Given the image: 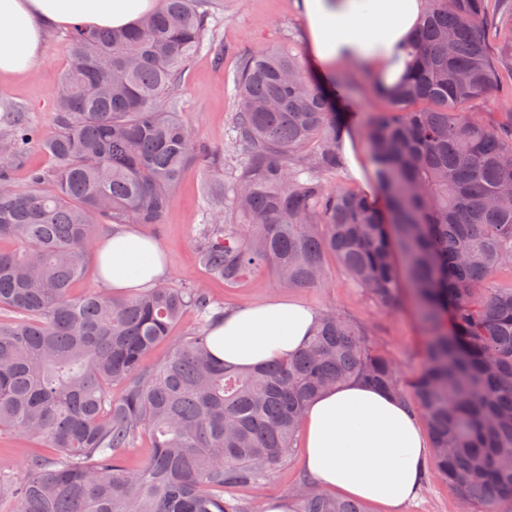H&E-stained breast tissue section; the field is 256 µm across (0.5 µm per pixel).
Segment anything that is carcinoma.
<instances>
[{
	"label": "carcinoma",
	"mask_w": 512,
	"mask_h": 512,
	"mask_svg": "<svg viewBox=\"0 0 512 512\" xmlns=\"http://www.w3.org/2000/svg\"><path fill=\"white\" fill-rule=\"evenodd\" d=\"M201 2L163 0L131 29L72 27L57 132L39 140L18 119L0 139V432L50 449L22 477L0 475V503L10 512H255L225 493L283 467L307 403L356 380L425 419L429 476L469 512H498L512 501V68L498 71L488 42L512 43V14L500 17L493 0H427L417 38L403 46L405 74L373 82L389 103L365 126L383 211L323 180L343 169V118L292 49L252 53L234 72L245 157L231 194L212 182L205 195L238 221L203 225L199 263L226 285L266 267L289 288H325L330 255L382 303L409 289L429 341L424 369L404 382L333 308L288 361L244 370L212 355L224 307L202 288L73 295L94 225L159 224L189 166L222 170L224 157L173 109L179 75L203 46ZM494 88L511 108L484 124L473 108ZM35 142L51 167L16 190L11 162ZM500 274L509 283L489 287ZM188 309L198 325L146 365ZM144 434L151 450L133 464ZM291 500L292 512H365L360 500L306 484Z\"/></svg>",
	"instance_id": "cac0c4a2"
}]
</instances>
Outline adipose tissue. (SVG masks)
Masks as SVG:
<instances>
[{
  "label": "adipose tissue",
  "instance_id": "adipose-tissue-1",
  "mask_svg": "<svg viewBox=\"0 0 512 512\" xmlns=\"http://www.w3.org/2000/svg\"><path fill=\"white\" fill-rule=\"evenodd\" d=\"M157 0H0V82L30 74L42 61L47 30L86 24L124 29ZM425 0H302L308 59L324 81L345 64L365 65L394 83L398 46L415 33ZM104 287L122 296L167 274L158 243L117 226L100 242ZM316 310L272 297L225 313L210 331L213 355L244 368L287 359L307 340ZM304 466L312 485L400 512L419 486L430 454L413 413L401 401L358 381L308 403L302 423Z\"/></svg>",
  "mask_w": 512,
  "mask_h": 512
}]
</instances>
